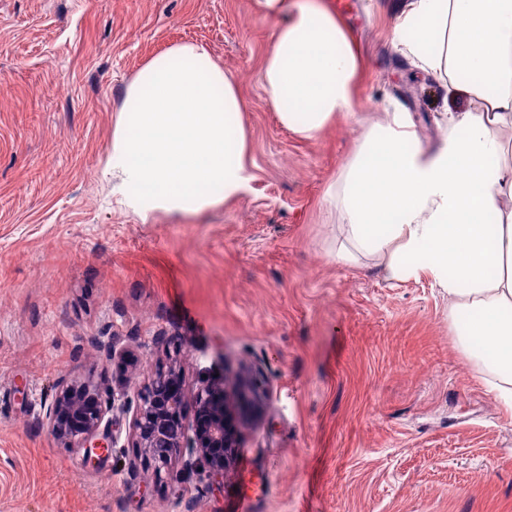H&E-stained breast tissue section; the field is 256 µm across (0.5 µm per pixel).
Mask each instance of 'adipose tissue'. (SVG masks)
I'll return each mask as SVG.
<instances>
[{
  "label": "adipose tissue",
  "instance_id": "ef3b65f1",
  "mask_svg": "<svg viewBox=\"0 0 512 512\" xmlns=\"http://www.w3.org/2000/svg\"><path fill=\"white\" fill-rule=\"evenodd\" d=\"M284 16L261 83L281 124L303 139L354 111L358 59L323 0H255ZM420 70L447 78L449 93L478 100L449 112L441 146L424 147L409 113L391 104L363 137L337 198L350 249L388 257L392 277L425 272L467 311L464 352L491 351L479 371L512 409V163L498 131L512 123V0H409L395 30ZM240 92L208 48L181 43L150 58L129 82L103 171L112 197L148 220L197 213L238 199L255 179L240 119Z\"/></svg>",
  "mask_w": 512,
  "mask_h": 512
}]
</instances>
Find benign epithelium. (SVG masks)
<instances>
[{
  "label": "benign epithelium",
  "instance_id": "benign-epithelium-1",
  "mask_svg": "<svg viewBox=\"0 0 512 512\" xmlns=\"http://www.w3.org/2000/svg\"><path fill=\"white\" fill-rule=\"evenodd\" d=\"M103 355L121 365L129 350L112 342L103 346ZM266 401L264 378L256 367L234 375L230 384L207 380L194 391L186 389L175 354L156 363L153 378L134 397L128 386L105 397L89 378L61 379L46 408L45 424L55 441L82 453L85 464L94 469L103 449L117 441L114 427L129 415L137 453L128 463V474L135 475L141 462L159 476L170 472L176 459L180 468L175 478L203 474L214 487L235 463L238 428L259 421Z\"/></svg>",
  "mask_w": 512,
  "mask_h": 512
}]
</instances>
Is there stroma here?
I'll return each mask as SVG.
<instances>
[{
	"label": "stroma",
	"mask_w": 512,
	"mask_h": 512,
	"mask_svg": "<svg viewBox=\"0 0 512 512\" xmlns=\"http://www.w3.org/2000/svg\"><path fill=\"white\" fill-rule=\"evenodd\" d=\"M359 52L357 107L317 137L284 128L261 85L275 20L253 0H0V512H512V412L462 353L448 297L385 259L341 263L324 194L391 102L438 146L446 84L394 45L405 0H325ZM205 45L244 100L257 175L235 202L149 221L102 171L125 89L171 45ZM136 383L178 348L189 386L260 368L266 417L217 489L129 477L128 424L102 470L54 441L57 382Z\"/></svg>",
	"instance_id": "35a3bbf8"
}]
</instances>
